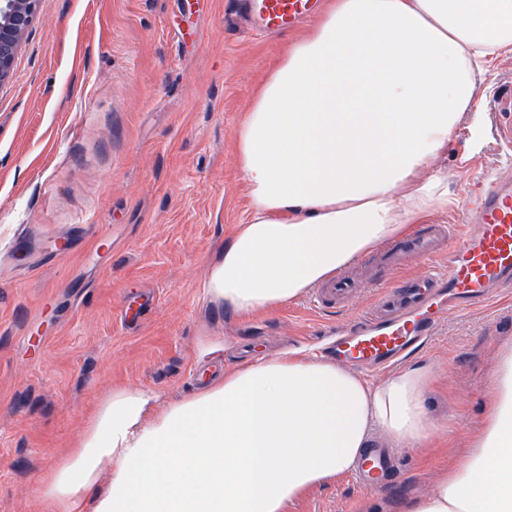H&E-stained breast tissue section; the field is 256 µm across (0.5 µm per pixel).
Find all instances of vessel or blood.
Wrapping results in <instances>:
<instances>
[{
  "instance_id": "1",
  "label": "vessel or blood",
  "mask_w": 512,
  "mask_h": 512,
  "mask_svg": "<svg viewBox=\"0 0 512 512\" xmlns=\"http://www.w3.org/2000/svg\"><path fill=\"white\" fill-rule=\"evenodd\" d=\"M318 6L319 0H243L242 11L257 15L261 26L275 33L309 18ZM462 220L471 226L462 235L449 223L415 225L350 272L313 288L311 306L341 308L377 273L396 277L394 283H380L373 306L349 329L333 333L319 355L367 372L390 368L423 345L443 317L489 300L500 288H512V184L488 180ZM413 258L424 263V271L402 276ZM392 472L389 452L369 448L353 476L363 489L382 491Z\"/></svg>"
}]
</instances>
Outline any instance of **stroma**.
Masks as SVG:
<instances>
[{"label": "stroma", "instance_id": "stroma-1", "mask_svg": "<svg viewBox=\"0 0 512 512\" xmlns=\"http://www.w3.org/2000/svg\"><path fill=\"white\" fill-rule=\"evenodd\" d=\"M234 0H40L0 87V512H41V477L84 434L114 388L151 390L158 409L221 368L311 349L371 306L309 308L306 296L244 318L205 293L211 265L244 223L250 189L234 132L267 70L304 28L270 37L232 22ZM512 58L495 62L437 170L457 218L488 179L512 182L499 128ZM67 237L58 261L48 245ZM139 309L124 328L126 308ZM512 290L449 317L410 362L428 367L432 438L397 453L399 487L376 495L344 474L286 512H409L474 446L503 350Z\"/></svg>", "mask_w": 512, "mask_h": 512}]
</instances>
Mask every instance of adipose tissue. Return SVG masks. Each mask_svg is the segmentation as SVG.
I'll return each mask as SVG.
<instances>
[{
    "label": "adipose tissue",
    "mask_w": 512,
    "mask_h": 512,
    "mask_svg": "<svg viewBox=\"0 0 512 512\" xmlns=\"http://www.w3.org/2000/svg\"><path fill=\"white\" fill-rule=\"evenodd\" d=\"M503 55L512 0H326L235 132L251 202L208 296L239 315L275 310L455 206L433 166ZM428 381L414 366L372 386L284 353L158 414L155 393L119 388L38 493L45 512H285L350 471L372 431L427 440ZM410 512H512V351L501 354L474 448Z\"/></svg>",
    "instance_id": "1"
}]
</instances>
